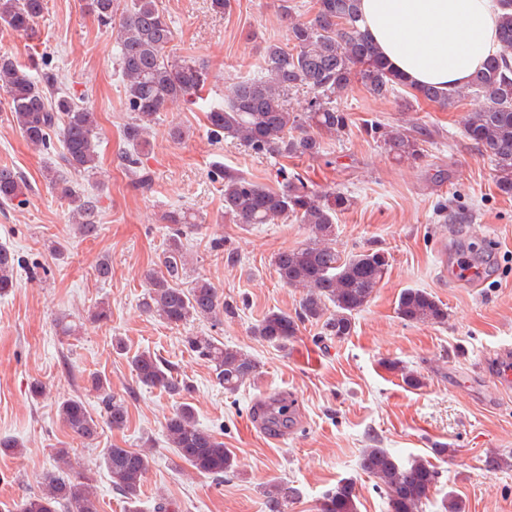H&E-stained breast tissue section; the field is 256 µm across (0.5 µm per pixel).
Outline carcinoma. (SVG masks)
I'll list each match as a JSON object with an SVG mask.
<instances>
[{"instance_id":"carcinoma-1","label":"carcinoma","mask_w":512,"mask_h":512,"mask_svg":"<svg viewBox=\"0 0 512 512\" xmlns=\"http://www.w3.org/2000/svg\"><path fill=\"white\" fill-rule=\"evenodd\" d=\"M500 49L464 85L447 91L424 86L413 88V97L443 108L470 96L480 99L478 109L469 113L463 136L495 162L497 189L512 194V0H500ZM45 0H0V25L27 33L42 16ZM86 8L98 25L116 31V55L123 79L132 122L124 127L128 150L120 162L131 187L141 193L152 189V176L145 171L141 152L149 145L147 130L168 102L192 100L207 80L205 68L192 60L172 59L166 48L173 37L171 20L158 0H131L119 7V0H86ZM356 0H316L314 16L308 21L288 24L284 43H269L262 51L257 76L237 82L224 104L206 112L210 134L217 140L231 139L256 154L272 157L318 156L322 153L319 134L342 136L351 122L349 113L336 106L337 99L358 82L373 97L386 99L408 86L380 56L376 46L356 25ZM35 66L0 56V90L23 138L45 148L54 136L64 146L62 165L79 175L96 170L98 158L95 114L68 96L55 94L59 75L51 70L34 76ZM302 88L309 94L302 112L288 109L287 96ZM365 132L399 160L419 162L424 157L423 133L406 128H385L378 123ZM224 180V216L234 224H272L293 217L307 226L309 238L300 247L275 254L273 265L279 279L304 289L294 313L271 312L252 327L259 340L286 347L297 336L300 325L315 322L322 334L343 339L350 335L354 315L360 312L379 288L388 270V258L381 249L369 248L342 257L328 245L336 235L338 215L352 205L341 191H320L298 173L288 176L286 186L275 190L232 171L221 172ZM49 183L71 207V218L79 235L98 234L97 197L77 192L70 181L52 177ZM27 183L8 165H0V204H22ZM170 224L163 270L146 275L147 291L143 311L159 316L172 327L194 320L219 324L233 304L224 301L208 281L197 278L187 287L178 283L186 256L183 226L191 215L173 210L166 215ZM22 260L15 251L0 246V295L16 286V270ZM398 315L407 322L443 324L448 310L428 292L405 289L398 298ZM185 346L209 363L215 381L229 392L256 380L261 365L243 352L224 346L212 336H187ZM136 379L144 386L170 395H185L191 386L173 376L171 369L149 352L130 360ZM100 414L93 415L83 400L69 397L58 405L59 419L69 434L87 444L99 438L103 426L122 428L127 421L125 400L115 395L107 379L93 376ZM293 412L286 403L270 410L268 421L286 426ZM165 434L177 456L198 473L220 479L236 471V460L224 442L199 427L193 408L184 404L165 421ZM56 469L42 474L40 489L26 496L17 512H99L91 479L77 472L69 450L55 449ZM103 464L112 488L137 512L149 456L130 448L105 450ZM359 469L376 481L388 498L390 512H418L430 490L440 482V471L430 462L413 459L399 463L383 448L365 449ZM266 512H288L299 497L298 488L279 480L263 489ZM319 512H357L351 484L339 483L323 493Z\"/></svg>"}]
</instances>
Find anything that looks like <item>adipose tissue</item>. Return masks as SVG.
I'll use <instances>...</instances> for the list:
<instances>
[{
  "instance_id": "obj_1",
  "label": "adipose tissue",
  "mask_w": 512,
  "mask_h": 512,
  "mask_svg": "<svg viewBox=\"0 0 512 512\" xmlns=\"http://www.w3.org/2000/svg\"><path fill=\"white\" fill-rule=\"evenodd\" d=\"M359 25L415 86L465 84L498 43L495 0H359Z\"/></svg>"
}]
</instances>
